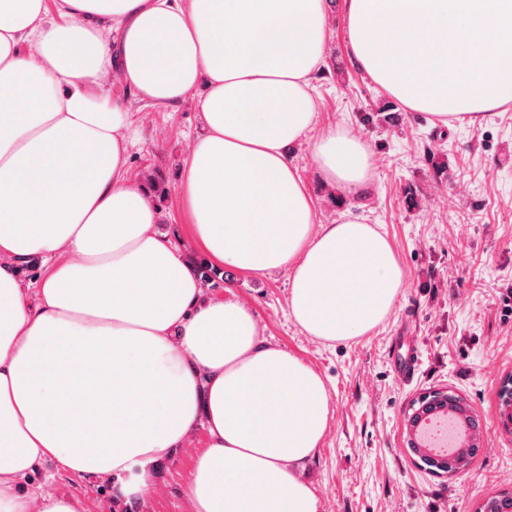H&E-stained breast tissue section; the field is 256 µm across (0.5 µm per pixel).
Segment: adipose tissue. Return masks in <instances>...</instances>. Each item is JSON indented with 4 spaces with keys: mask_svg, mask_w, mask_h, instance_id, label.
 Returning a JSON list of instances; mask_svg holds the SVG:
<instances>
[{
    "mask_svg": "<svg viewBox=\"0 0 512 512\" xmlns=\"http://www.w3.org/2000/svg\"><path fill=\"white\" fill-rule=\"evenodd\" d=\"M345 10L352 55L410 110L445 124L512 102V0ZM328 31V0H0V512H82L24 490L49 459L124 494L147 487L201 420L193 512H319L324 380L240 302L204 301L129 173L124 103L92 90L115 73L153 106L194 98L202 131L178 193L196 238L217 265L287 270L291 318L343 342L387 319L403 273L359 216L316 225L289 157L317 122ZM311 151L325 182L367 187L373 158L342 127ZM35 261L32 306L21 273Z\"/></svg>",
    "mask_w": 512,
    "mask_h": 512,
    "instance_id": "1",
    "label": "adipose tissue"
}]
</instances>
